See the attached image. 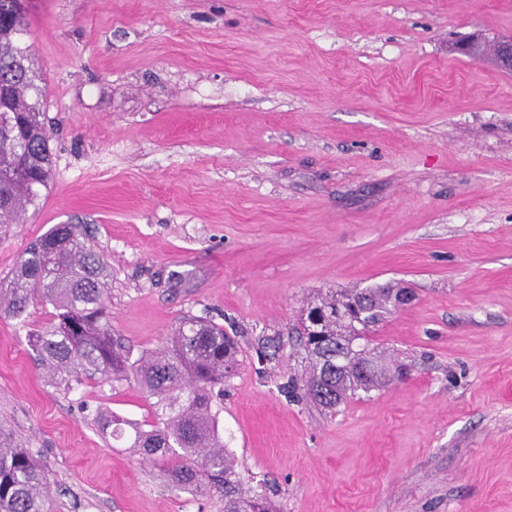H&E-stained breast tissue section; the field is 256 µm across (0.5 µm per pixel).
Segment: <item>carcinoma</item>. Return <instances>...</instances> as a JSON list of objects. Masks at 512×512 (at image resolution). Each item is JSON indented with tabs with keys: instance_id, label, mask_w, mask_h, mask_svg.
<instances>
[{
	"instance_id": "cac0c4a2",
	"label": "carcinoma",
	"mask_w": 512,
	"mask_h": 512,
	"mask_svg": "<svg viewBox=\"0 0 512 512\" xmlns=\"http://www.w3.org/2000/svg\"><path fill=\"white\" fill-rule=\"evenodd\" d=\"M26 15L13 0H0V85L15 86L0 123V224H14L28 207H37L40 188L48 185L53 152L40 112L38 75L24 46ZM8 284L0 288V316L26 324L31 305L52 307L50 322L28 333L40 363L60 384L72 387L82 377L100 375L114 382L134 379L152 399L149 428L132 427L129 447L154 462L171 465L177 485L224 487V512H277L263 493L242 488L235 458L224 448L214 392L239 365L235 340L224 328L186 317L166 346L146 351L134 361L112 338L104 254L77 224H56L18 257ZM395 287L366 288L317 299L312 305L334 310L370 294L361 308L360 327L337 334L336 320H327L320 334L302 332L308 360L307 393L317 405L334 409L359 389L367 391L386 371L365 370L374 356L362 329L389 313ZM49 483L28 449L0 428V512H47Z\"/></svg>"
}]
</instances>
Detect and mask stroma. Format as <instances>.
I'll use <instances>...</instances> for the list:
<instances>
[{
    "label": "stroma",
    "instance_id": "stroma-1",
    "mask_svg": "<svg viewBox=\"0 0 512 512\" xmlns=\"http://www.w3.org/2000/svg\"><path fill=\"white\" fill-rule=\"evenodd\" d=\"M28 23L55 164L0 280L80 224L132 357L224 326V444L278 512H512V71L457 51L512 39V0H32ZM384 284L415 296L368 332L397 375L318 407L302 306ZM26 330L0 318V426L50 512H224L102 431L150 421L136 385L55 384Z\"/></svg>",
    "mask_w": 512,
    "mask_h": 512
}]
</instances>
